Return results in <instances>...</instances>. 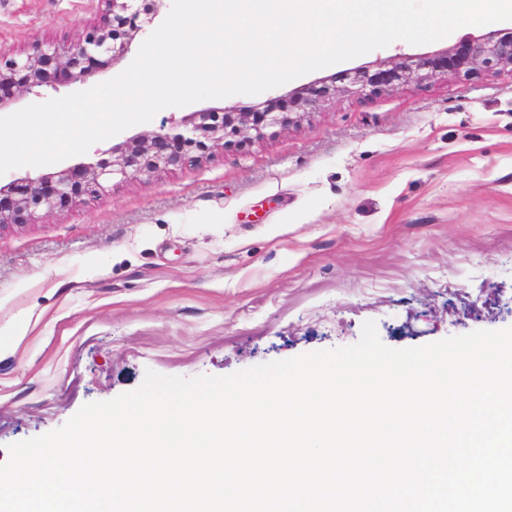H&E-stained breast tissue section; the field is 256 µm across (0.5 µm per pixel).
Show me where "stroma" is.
Masks as SVG:
<instances>
[{"label": "stroma", "instance_id": "1", "mask_svg": "<svg viewBox=\"0 0 512 512\" xmlns=\"http://www.w3.org/2000/svg\"><path fill=\"white\" fill-rule=\"evenodd\" d=\"M100 10L0 0V51L72 41ZM484 32L399 39L257 95L169 107L66 163L192 111L249 110ZM125 68L33 88L19 104ZM368 320L395 349L512 327V73L339 95L264 139L0 227V330L21 336L0 350V464L7 444L139 388L146 371L227 376L354 344Z\"/></svg>", "mask_w": 512, "mask_h": 512}]
</instances>
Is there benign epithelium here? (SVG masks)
Listing matches in <instances>:
<instances>
[{
	"label": "benign epithelium",
	"instance_id": "1",
	"mask_svg": "<svg viewBox=\"0 0 512 512\" xmlns=\"http://www.w3.org/2000/svg\"><path fill=\"white\" fill-rule=\"evenodd\" d=\"M98 22L70 43H37L31 50L0 53V110L32 88L83 82L94 72L126 58L136 37L153 23L156 9L146 0H101ZM512 72V31L494 30L460 40L435 54L382 61L377 69H356L341 78L345 85L323 83L272 98L248 112L206 108L185 116L183 131L161 130L126 140L98 153L97 160L58 171L26 175L0 184V227L30 224L37 218L68 209L83 195L103 189L115 178L140 179L178 167L191 154L225 145L227 134L243 141L260 138L265 129L283 127L310 112L319 102L351 90L377 93L397 85L416 86L442 75L472 77Z\"/></svg>",
	"mask_w": 512,
	"mask_h": 512
}]
</instances>
